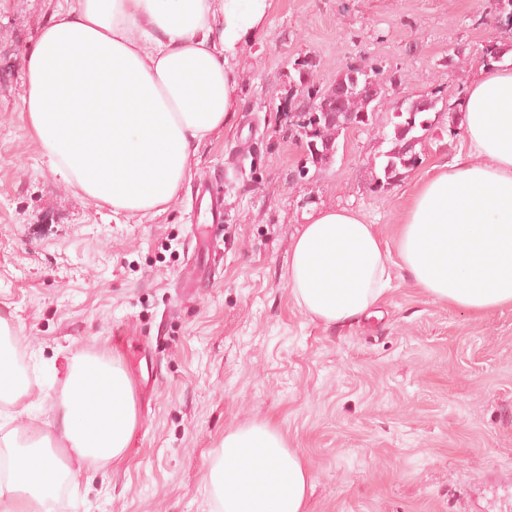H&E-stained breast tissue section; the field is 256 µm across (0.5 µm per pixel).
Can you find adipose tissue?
<instances>
[{
    "instance_id": "ef3b65f1",
    "label": "adipose tissue",
    "mask_w": 512,
    "mask_h": 512,
    "mask_svg": "<svg viewBox=\"0 0 512 512\" xmlns=\"http://www.w3.org/2000/svg\"><path fill=\"white\" fill-rule=\"evenodd\" d=\"M271 0H63L24 59L21 106L63 182L113 213L164 212L199 145L238 99L234 62L265 30ZM458 110L462 147L417 185L388 248L343 208L308 215L288 256L297 305L324 325L374 315L399 263L429 298L476 313L512 306V70L480 66ZM0 316V403L29 386ZM137 425L118 360L71 361L54 430L0 436V512H49L70 462L124 459ZM216 512H306L313 472L281 429L225 432L208 474Z\"/></svg>"
}]
</instances>
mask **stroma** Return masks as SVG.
Here are the masks:
<instances>
[{"label": "stroma", "mask_w": 512, "mask_h": 512, "mask_svg": "<svg viewBox=\"0 0 512 512\" xmlns=\"http://www.w3.org/2000/svg\"><path fill=\"white\" fill-rule=\"evenodd\" d=\"M59 0H0V315L22 346L46 432L73 355L116 358L134 389L125 459L74 467L53 512H212L208 472L226 430L271 420L313 472L308 512H512V307L432 301L392 268L380 317L326 326L288 287L307 215L359 211L393 239L414 186L461 146L440 118L419 164L376 188L387 116L439 95L456 105L488 40L484 0H272L239 56L240 95L167 210L113 214L62 183L31 138L22 67ZM329 89L351 63L383 70L373 126L341 133L313 164L282 106L297 64ZM224 189L210 244L191 232L201 178Z\"/></svg>", "instance_id": "stroma-1"}]
</instances>
